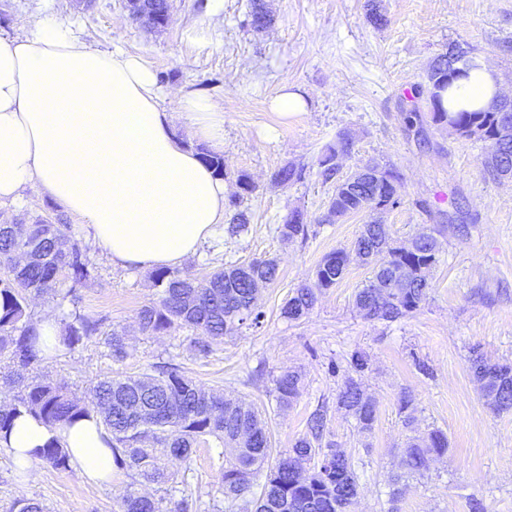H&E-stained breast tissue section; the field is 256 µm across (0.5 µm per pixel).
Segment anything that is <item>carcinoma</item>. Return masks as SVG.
Instances as JSON below:
<instances>
[{"mask_svg": "<svg viewBox=\"0 0 512 512\" xmlns=\"http://www.w3.org/2000/svg\"><path fill=\"white\" fill-rule=\"evenodd\" d=\"M136 19L151 29H161L170 12V0H131ZM273 17L264 0H252L248 25L256 31L271 25ZM473 65L470 58L448 63V53L439 54L425 80L415 88L416 98L426 102L430 119L455 129L462 138L489 142L491 153L483 160L495 180L512 178V102L500 99L487 109L451 112L444 106L443 92L465 76L461 67ZM353 142L340 134L318 158L323 181H336L330 198L327 221L364 210L371 199L372 211L381 213L401 204L397 184L401 177L390 166L367 162L380 170L377 179L347 183L337 178L340 157L351 154ZM306 167L285 165L273 174L277 185L301 182ZM237 191L227 198L232 212L231 231L249 224L241 209L244 197L254 185L244 172L237 175ZM64 218L37 215L30 222L0 224V357L23 367L40 361L39 336L28 312L26 292L52 293L77 304V288L87 277L86 249L66 244L60 227ZM285 242L306 240L309 228L305 214L294 210L279 227ZM354 250L363 263L373 265V279L358 291L355 305L366 319L394 322L418 311L427 300L431 273L438 262V244L431 233L397 246L388 227L376 220L362 225ZM348 254L336 250L317 266L314 280L295 289L281 308V316L296 322L313 309L317 296L334 287L344 276ZM162 288L158 303L140 311L142 332L152 335L173 327L195 332L192 349L210 351L211 341L234 334L244 325L257 326L263 312L256 306L257 284L277 279L275 260L259 259L248 264L223 267L198 279L175 268H158L153 274ZM70 281L63 290L60 285ZM102 321L77 311L69 314L63 342L75 346L98 333ZM470 371L479 384L482 398L496 412L512 411V364L491 362L474 350ZM351 374L336 394V409L355 420L360 432L372 430L376 402L357 376L368 368L365 354L356 351L350 358ZM299 371H288L274 380L276 401L281 407L293 404L303 387ZM91 401L82 404L67 390L43 378L33 379L23 394L0 401V435L7 434L21 412L39 418L49 426L71 423L91 413L100 415L112 436L110 447L117 466L126 468L148 482L166 481L156 448L160 447L184 462H191L195 444L202 436H213L224 444L226 464L221 476L224 499L230 512H349L361 486L345 449L326 438V410L318 409L308 422L306 435L297 438L287 453L270 461L272 441L261 415L251 405L222 396L209 395L178 368L155 367V373L100 380L90 390ZM448 452V436L432 429L409 438L404 464L411 473L427 470L434 456ZM39 460L56 469L69 468V456L55 441L39 449ZM265 474L261 493L247 497L251 481ZM119 512H165L162 500L128 490L121 498Z\"/></svg>", "mask_w": 512, "mask_h": 512, "instance_id": "carcinoma-1", "label": "carcinoma"}]
</instances>
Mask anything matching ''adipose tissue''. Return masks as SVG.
<instances>
[{
  "instance_id": "obj_1",
  "label": "adipose tissue",
  "mask_w": 512,
  "mask_h": 512,
  "mask_svg": "<svg viewBox=\"0 0 512 512\" xmlns=\"http://www.w3.org/2000/svg\"><path fill=\"white\" fill-rule=\"evenodd\" d=\"M501 93L495 72L480 64L453 83L448 107L486 108ZM167 96L140 56L99 50L65 24L41 18L0 36V204L39 185L92 228L114 264L179 266L217 235L227 196L223 179L181 142L175 122L220 150L224 109L184 94L171 112ZM54 439L77 479L111 482V435L95 414L55 427L21 415L0 447L31 483L36 450Z\"/></svg>"
}]
</instances>
